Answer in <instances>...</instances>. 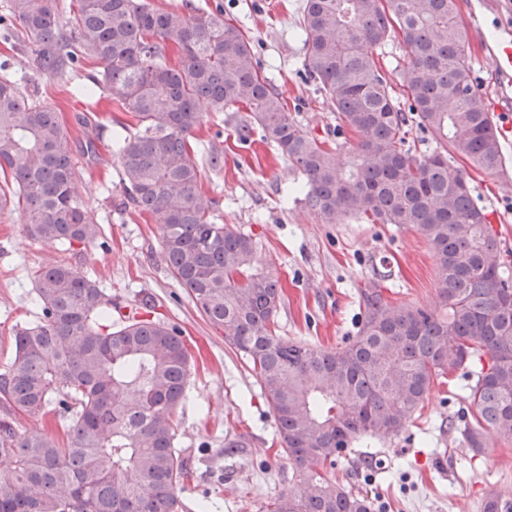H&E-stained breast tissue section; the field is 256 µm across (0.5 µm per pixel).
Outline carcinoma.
<instances>
[{"label": "carcinoma", "mask_w": 512, "mask_h": 512, "mask_svg": "<svg viewBox=\"0 0 512 512\" xmlns=\"http://www.w3.org/2000/svg\"><path fill=\"white\" fill-rule=\"evenodd\" d=\"M7 36L22 29L35 69L67 75L103 65L92 96L129 114L111 129L123 199L160 224L164 260L200 313L247 360L272 408L280 452L297 487L260 512H375L336 478L355 438L398 434L434 378L475 359L473 412L462 435L475 455L512 440V274L467 169L505 168L499 134L476 88L457 0H305L303 66L336 112V139L302 129L224 10H163L150 0H9ZM398 40L411 57L394 84L378 50ZM179 52L168 64V49ZM249 112L239 138L259 131L305 180L302 202L326 224L348 218L410 226L436 256L443 311L362 293L358 334L325 350L277 334L279 278L257 241L214 221L200 192L190 137L201 105ZM434 150L412 153L409 135ZM353 159L341 152L350 142ZM460 157L468 167L451 164ZM0 210L24 214L29 239L70 252L100 236L77 195L80 171L60 115L0 76ZM37 319L17 328L0 368V512H180L188 462L176 409L189 399L181 331L129 316L112 327V300L70 261L36 272ZM62 416L64 433L22 431L20 416ZM483 512H512L489 494Z\"/></svg>", "instance_id": "1"}]
</instances>
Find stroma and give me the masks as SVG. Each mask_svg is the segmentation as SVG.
<instances>
[{"instance_id":"stroma-1","label":"stroma","mask_w":512,"mask_h":512,"mask_svg":"<svg viewBox=\"0 0 512 512\" xmlns=\"http://www.w3.org/2000/svg\"><path fill=\"white\" fill-rule=\"evenodd\" d=\"M222 5L250 42L296 120L308 132L326 136L336 127L329 102L307 83L306 47L298 19L303 0H196ZM483 35H472L474 75L479 87L494 80L493 64L482 55L483 38L512 29V0L483 7ZM31 45L0 39V62L23 89L38 93L41 104L64 122L73 157L82 171L78 194L101 228L107 248L92 245L73 264L97 280L123 311L143 309L152 318L176 325L194 360L190 401L177 410V443L190 464L180 493L182 512H199L211 501L213 512H259L260 506L297 485L292 463L278 451L277 423L246 360L196 309L170 273L162 254L161 231L134 207L120 210V166L112 155L109 131L117 111L107 98L80 94L101 64L91 63L75 76L57 77L29 64ZM246 113L206 111L193 133L200 165V191L217 202V223L234 224L258 242L259 261L280 279L282 301L278 333L327 350L356 336L363 308L361 295L379 291L390 301L438 309L436 260L413 228L368 224L350 219L327 224L304 207L305 179L259 135L238 139ZM96 157L84 155L87 139ZM475 201L491 212L499 246L512 264V187L497 176L469 171ZM55 246L30 240L20 211L0 213V365L12 354L13 328L33 321L35 271L55 262ZM477 364L437 377L423 407L398 434L363 435L338 461L336 474L375 497L382 512H482L490 492L512 495V442L489 441L471 456L458 428L470 415L466 387ZM241 441L235 456L224 454L227 441Z\"/></svg>"}]
</instances>
